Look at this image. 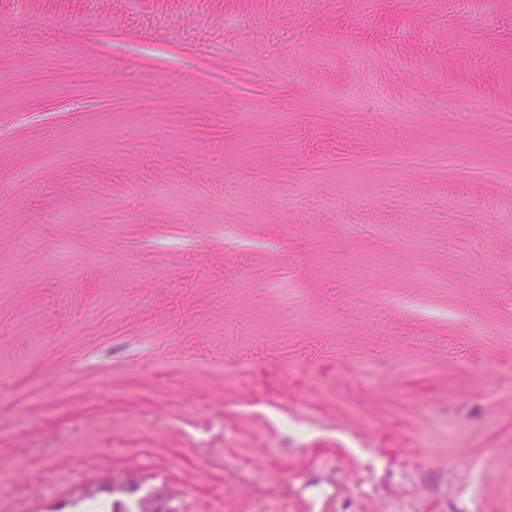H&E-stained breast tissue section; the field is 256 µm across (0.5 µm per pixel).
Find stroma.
I'll return each instance as SVG.
<instances>
[{
  "label": "stroma",
  "mask_w": 512,
  "mask_h": 512,
  "mask_svg": "<svg viewBox=\"0 0 512 512\" xmlns=\"http://www.w3.org/2000/svg\"><path fill=\"white\" fill-rule=\"evenodd\" d=\"M0 256V512H512V0H0ZM143 512H177L172 498L165 488L154 489L142 501Z\"/></svg>",
  "instance_id": "obj_1"
}]
</instances>
